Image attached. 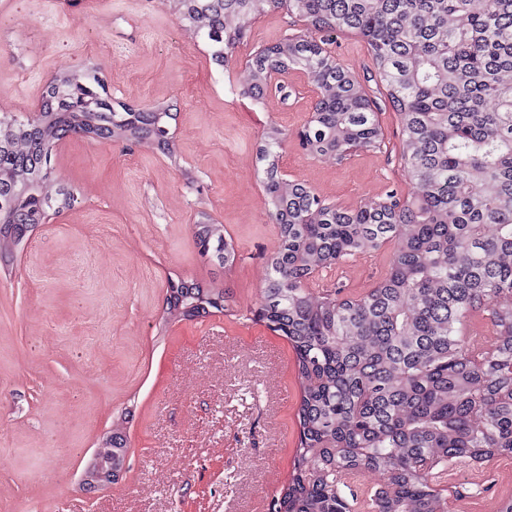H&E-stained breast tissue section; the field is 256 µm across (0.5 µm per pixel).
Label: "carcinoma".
Wrapping results in <instances>:
<instances>
[{
    "label": "carcinoma",
    "instance_id": "cac0c4a2",
    "mask_svg": "<svg viewBox=\"0 0 512 512\" xmlns=\"http://www.w3.org/2000/svg\"><path fill=\"white\" fill-rule=\"evenodd\" d=\"M216 60L243 42L241 20L269 9L316 30L353 33L366 45L401 124L407 193L347 209L266 170L280 250L257 317L284 337L301 380L292 473L269 512H448L435 470L481 467L512 456V0H179ZM326 40L285 39L248 60L241 95L260 99L271 70L299 68L321 101L295 132L308 153L339 163L373 150L383 131L364 87L335 60ZM168 113L117 111L98 68L56 76L35 118L0 113V267L47 210L71 196L43 195L56 142L70 134L172 149ZM288 133L267 127L261 158L277 157ZM480 192H474V186ZM200 252L237 261L224 225H194ZM394 244L385 274L367 293L336 285L316 295L317 270ZM230 293L198 282L169 285L166 315L192 321ZM502 341L481 350L470 316ZM112 421V456L127 459L125 424ZM378 470L383 481L359 496L346 478Z\"/></svg>",
    "mask_w": 512,
    "mask_h": 512
}]
</instances>
